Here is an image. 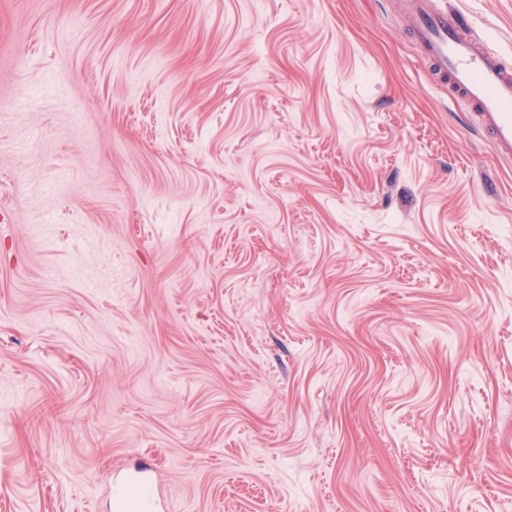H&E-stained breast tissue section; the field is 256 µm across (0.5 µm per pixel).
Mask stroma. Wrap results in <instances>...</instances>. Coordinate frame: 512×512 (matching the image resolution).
I'll list each match as a JSON object with an SVG mask.
<instances>
[{"label": "stroma", "instance_id": "stroma-1", "mask_svg": "<svg viewBox=\"0 0 512 512\" xmlns=\"http://www.w3.org/2000/svg\"><path fill=\"white\" fill-rule=\"evenodd\" d=\"M512 61V0H441ZM502 512L512 163L391 0H0V512Z\"/></svg>", "mask_w": 512, "mask_h": 512}]
</instances>
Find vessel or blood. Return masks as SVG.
<instances>
[{"mask_svg":"<svg viewBox=\"0 0 512 512\" xmlns=\"http://www.w3.org/2000/svg\"><path fill=\"white\" fill-rule=\"evenodd\" d=\"M398 14L433 72L487 135L495 155L512 159V67L460 12L437 0H400Z\"/></svg>","mask_w":512,"mask_h":512,"instance_id":"b4317fda","label":"vessel or blood"}]
</instances>
